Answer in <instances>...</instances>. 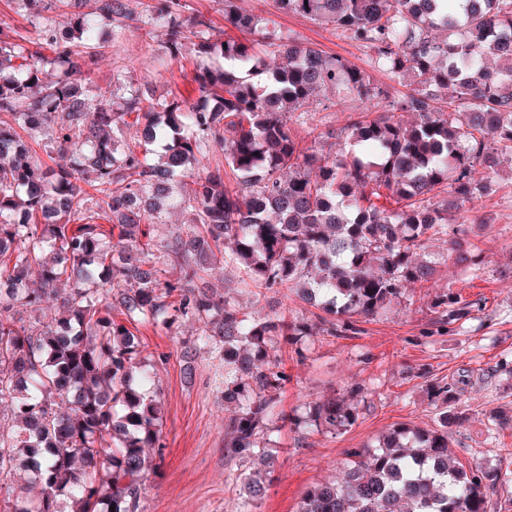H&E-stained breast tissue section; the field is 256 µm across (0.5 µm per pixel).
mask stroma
Masks as SVG:
<instances>
[{
  "label": "stroma",
  "mask_w": 512,
  "mask_h": 512,
  "mask_svg": "<svg viewBox=\"0 0 512 512\" xmlns=\"http://www.w3.org/2000/svg\"><path fill=\"white\" fill-rule=\"evenodd\" d=\"M153 0H134V19L117 37L107 39L89 75L93 90L117 79L149 88L154 97L195 103L198 58L192 41L172 50L165 31L150 24ZM242 9L272 20L283 35L311 44L328 55H340L364 70L371 80L390 88V74L378 68L363 43L336 32L325 22L280 10L276 0H237ZM355 99L326 92L307 105V124L298 126L302 146L314 136L342 127L358 111ZM330 148L329 140L319 142ZM490 189L463 218L464 238L482 251L479 270H463L446 244L430 242L436 264L429 284L407 290L400 305L364 323L353 336L317 335L304 347L276 339L273 353L288 381L280 406L304 412L306 406L338 393L362 388L356 423L338 435L292 432L275 437L276 466L267 477L268 490L256 512H296L304 492L332 478L347 461L346 452L377 442L393 427L409 424L431 428L437 409L431 383L465 380L458 408L462 423L448 430L450 452L463 464L506 468L512 463V430L489 424L487 411L512 407V177L490 173ZM211 288L236 296L263 315L316 320L314 309L284 289L238 291L236 274L213 272ZM453 290L464 300L481 299L482 309L469 319L434 331L432 298ZM200 325L183 320L172 329L132 324L145 346L148 364L157 373L162 403L163 460L144 481L141 512H237L240 487L251 474L252 461L224 449V400L217 389L223 367L214 353L201 349L185 356L184 343Z\"/></svg>",
  "instance_id": "35a3bbf8"
}]
</instances>
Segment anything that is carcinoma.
Masks as SVG:
<instances>
[{
  "mask_svg": "<svg viewBox=\"0 0 512 512\" xmlns=\"http://www.w3.org/2000/svg\"><path fill=\"white\" fill-rule=\"evenodd\" d=\"M59 2L75 12L44 27L34 50L0 31V112L14 120L0 121V283L11 285L0 293V406L14 423L0 426V512H140L141 482L155 466L147 449L162 447L161 409L144 345L115 308L153 327L176 316L203 323L185 347L224 364V403L233 406L225 448L257 465L243 485L241 512H252L266 493L260 470L274 466L265 435L306 421L335 435L355 424L357 405L334 396L305 421L279 409L287 376L272 360L274 339L296 344L314 328L249 312L198 282L217 262L233 266L245 286L284 288L326 314L328 335L349 336L407 286L433 280L434 263L419 257L428 241H447L458 262L479 269L457 211L486 190L477 168L512 159V68L496 77L484 67L489 56L512 60V0H277L370 48L407 85L394 94L344 57L274 29L260 49L213 42L203 16L185 20L180 0H156L149 21L166 28L173 49L198 30L204 102L137 88L120 112L103 105L114 91L93 98L75 75L99 54L105 27L123 29L128 0H95L91 12L77 10L80 0ZM224 17L241 33L262 26L233 0ZM433 28L448 39L430 38ZM450 83L451 111H439L436 93ZM326 88L384 111L354 114L324 155L301 147L295 125ZM133 113L138 150L122 130ZM45 139L68 153V167L29 159ZM214 145L234 184L208 171L173 196L172 183ZM442 191L448 198L434 201ZM177 207L192 212L188 231L154 242L150 226ZM161 254L178 263L179 278H161ZM51 303L62 309L54 322L15 317ZM431 306L442 329L472 303L449 291ZM432 392L446 406L438 427H398L349 449L336 480L310 488L297 512H512V471L451 458L458 392L439 382ZM19 469L29 480L17 489Z\"/></svg>",
  "mask_w": 512,
  "mask_h": 512,
  "instance_id": "cac0c4a2",
  "label": "carcinoma"
}]
</instances>
